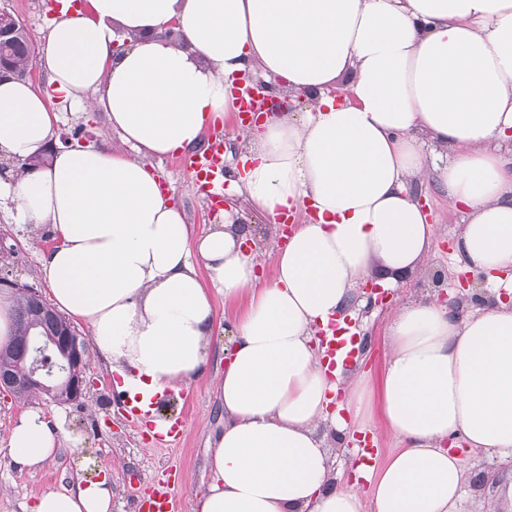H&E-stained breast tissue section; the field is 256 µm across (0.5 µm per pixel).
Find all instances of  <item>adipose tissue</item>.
Instances as JSON below:
<instances>
[{
    "label": "adipose tissue",
    "instance_id": "ef3b65f1",
    "mask_svg": "<svg viewBox=\"0 0 512 512\" xmlns=\"http://www.w3.org/2000/svg\"><path fill=\"white\" fill-rule=\"evenodd\" d=\"M59 2L31 60L48 92L0 81V209L59 237L42 278L128 396L205 375L213 296L244 302L224 329V427L190 512H456L467 478L447 443L512 455V0ZM254 70L272 95L308 102L227 137V194L273 225L304 218L272 244L268 278L236 209L194 235L148 163L198 147ZM53 95L105 112L136 155L60 142ZM428 144L446 160L428 163ZM42 154L46 167L23 171ZM430 172L463 214L454 255L475 277L470 307L436 292L403 303L379 383L323 366L319 331L352 315L372 271L393 289L432 254L436 227L409 190ZM375 412L395 448L333 480L317 429L346 441ZM68 438L63 420L26 412L0 453L36 469ZM28 512H112V479L75 475Z\"/></svg>",
    "mask_w": 512,
    "mask_h": 512
}]
</instances>
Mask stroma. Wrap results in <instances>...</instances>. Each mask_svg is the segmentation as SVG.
I'll return each instance as SVG.
<instances>
[{
  "instance_id": "stroma-1",
  "label": "stroma",
  "mask_w": 512,
  "mask_h": 512,
  "mask_svg": "<svg viewBox=\"0 0 512 512\" xmlns=\"http://www.w3.org/2000/svg\"><path fill=\"white\" fill-rule=\"evenodd\" d=\"M57 134L85 145L120 143L119 135L101 112L65 113ZM154 168L195 232L223 223V212L210 211L203 196L190 188V177L181 168L179 156L155 161ZM411 192L437 220L438 241L430 267L445 271L449 282H457L462 269L455 265L452 255L462 225L461 212L452 206L434 176L415 182ZM0 239L17 248L11 265L13 278L37 288L42 297H49L50 291L40 274V258L54 246V239L46 232H32L9 223L2 214ZM430 267L421 268L412 282L394 289L385 307L376 310L364 324L363 332L371 338V349L362 368L370 373L372 381H379L387 355V322L399 305L416 298L419 289L426 287ZM90 376L94 384L88 397L64 405L41 396L23 402L0 388V440L6 438L15 420L27 410L39 411L48 420L62 417L66 429L82 440L78 449L63 445L52 462L35 471L18 470L8 456L0 454V512H26L39 492L66 484L77 472L95 476L105 465L112 468V512H132L135 494L167 480L172 473L178 478L175 512H189L194 493L209 480L208 447L224 421V410L211 377H203L180 391L166 392V405L159 410V417L167 420L182 415L185 428L180 445L165 448L149 443L143 425L128 420L115 376L99 360H92ZM459 456L469 477L468 495L459 512H512V500L503 493L512 483V459L496 452L465 448L460 449Z\"/></svg>"
}]
</instances>
